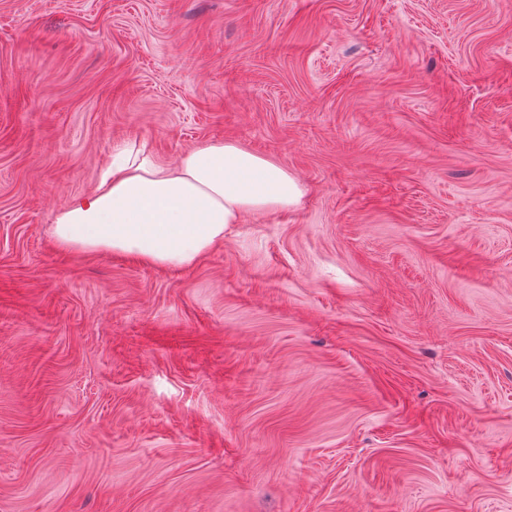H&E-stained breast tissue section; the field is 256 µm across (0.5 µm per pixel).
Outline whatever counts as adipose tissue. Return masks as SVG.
<instances>
[{
    "label": "adipose tissue",
    "instance_id": "1",
    "mask_svg": "<svg viewBox=\"0 0 512 512\" xmlns=\"http://www.w3.org/2000/svg\"><path fill=\"white\" fill-rule=\"evenodd\" d=\"M302 195L286 167L233 140L210 141L172 160L127 142L113 148L94 191L59 210L52 235L64 249L183 268L221 244L229 225L288 210Z\"/></svg>",
    "mask_w": 512,
    "mask_h": 512
}]
</instances>
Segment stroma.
Instances as JSON below:
<instances>
[{
    "label": "stroma",
    "instance_id": "1",
    "mask_svg": "<svg viewBox=\"0 0 512 512\" xmlns=\"http://www.w3.org/2000/svg\"><path fill=\"white\" fill-rule=\"evenodd\" d=\"M133 138L304 195L59 248ZM0 512H512V0H0Z\"/></svg>",
    "mask_w": 512,
    "mask_h": 512
}]
</instances>
